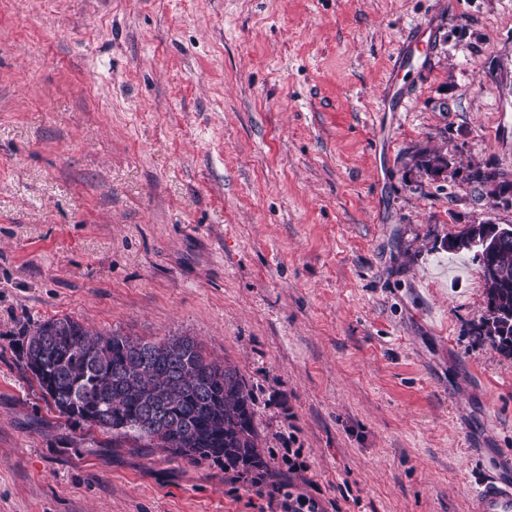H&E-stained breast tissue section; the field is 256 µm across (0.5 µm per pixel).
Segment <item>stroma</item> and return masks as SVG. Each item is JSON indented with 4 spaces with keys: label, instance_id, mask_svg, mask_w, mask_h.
Returning <instances> with one entry per match:
<instances>
[{
    "label": "stroma",
    "instance_id": "1",
    "mask_svg": "<svg viewBox=\"0 0 512 512\" xmlns=\"http://www.w3.org/2000/svg\"><path fill=\"white\" fill-rule=\"evenodd\" d=\"M478 161L512 177V0H0V512H468L512 474V356L444 249L512 225ZM64 315L236 367L266 490L60 418L19 348ZM411 161L413 162V167L430 177L439 168V163H442L446 169L452 163L447 154H443L440 151L428 152L427 150L418 151L413 154ZM465 180L480 188L482 192L486 190V194L492 198L512 193V181L505 173L488 166L483 167L478 163L470 165ZM294 487L291 482H288V491L286 492H284V489L287 488L286 484L275 488V493L283 497L280 503L282 512H321L318 503L313 498L304 493L296 492Z\"/></svg>",
    "mask_w": 512,
    "mask_h": 512
}]
</instances>
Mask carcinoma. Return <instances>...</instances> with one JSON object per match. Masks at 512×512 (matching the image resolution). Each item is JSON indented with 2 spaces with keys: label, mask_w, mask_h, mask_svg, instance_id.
Segmentation results:
<instances>
[{
  "label": "carcinoma",
  "mask_w": 512,
  "mask_h": 512,
  "mask_svg": "<svg viewBox=\"0 0 512 512\" xmlns=\"http://www.w3.org/2000/svg\"><path fill=\"white\" fill-rule=\"evenodd\" d=\"M413 167L431 176L451 159L418 151ZM466 181L490 197L512 202V181L480 164ZM472 225L448 236V252L467 251L483 272L489 317L485 335L512 356V237L478 252ZM21 358L47 402L67 421L132 436L195 462L222 460L224 470L254 474L262 485L267 462L259 449L254 398L239 371L208 359L188 337L144 341L93 331L69 316L36 322L23 333Z\"/></svg>",
  "instance_id": "1"
}]
</instances>
